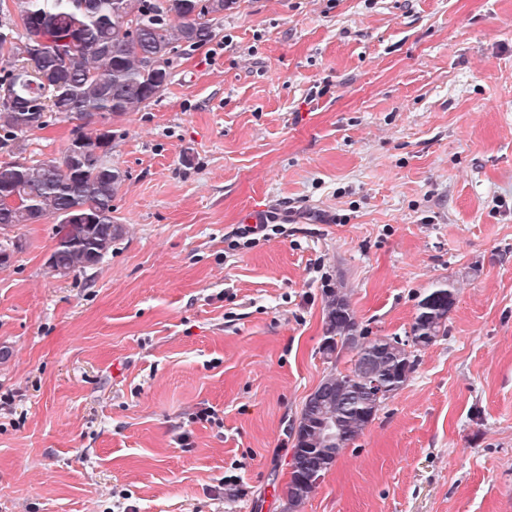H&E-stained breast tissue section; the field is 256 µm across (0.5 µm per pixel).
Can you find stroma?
Returning a JSON list of instances; mask_svg holds the SVG:
<instances>
[{
	"label": "stroma",
	"mask_w": 512,
	"mask_h": 512,
	"mask_svg": "<svg viewBox=\"0 0 512 512\" xmlns=\"http://www.w3.org/2000/svg\"><path fill=\"white\" fill-rule=\"evenodd\" d=\"M213 26L109 121L102 262L54 274L51 216L10 233L0 512H288L294 423L351 365L320 352L327 296L403 337L442 281L445 336L298 512H512V0H236ZM257 206L278 231L236 247Z\"/></svg>",
	"instance_id": "1"
}]
</instances>
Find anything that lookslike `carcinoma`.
I'll return each instance as SVG.
<instances>
[{
  "label": "carcinoma",
  "instance_id": "obj_1",
  "mask_svg": "<svg viewBox=\"0 0 512 512\" xmlns=\"http://www.w3.org/2000/svg\"><path fill=\"white\" fill-rule=\"evenodd\" d=\"M20 0L23 40L15 41L11 23L0 20V51L11 56L0 70V99L14 107L0 110V137L5 140L42 128L46 114L63 120H88L137 112L170 81L171 55L181 46H203L215 37L210 16L224 11V0ZM164 62L149 69L145 61ZM112 131L76 133L63 156L29 164L0 162V190L8 188L21 204L0 201V229L57 219L53 266L70 274L99 263L125 227L112 216V201L125 174L108 160ZM454 294L439 284L418 302L411 334L428 346L444 335ZM345 296L326 302V336L322 354L349 346L356 360L370 356L365 383L354 366L347 374L325 378L333 399L303 407L307 423L294 448L311 466L285 486L293 506L301 505L327 469L312 463L355 440L374 419L381 404L401 390L414 372V355L391 346L390 339L362 343Z\"/></svg>",
  "mask_w": 512,
  "mask_h": 512
}]
</instances>
